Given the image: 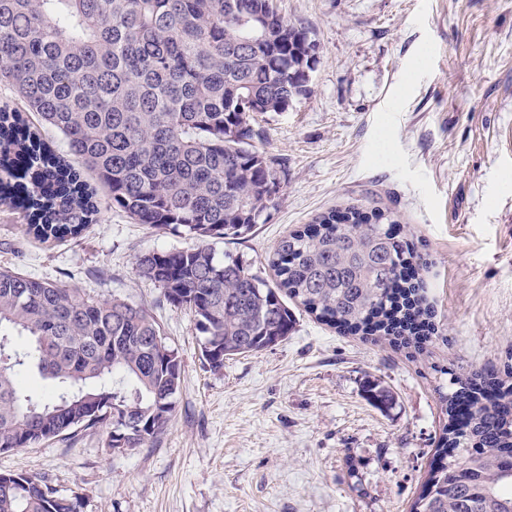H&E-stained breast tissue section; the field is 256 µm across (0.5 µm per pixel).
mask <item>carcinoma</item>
<instances>
[{"label":"carcinoma","mask_w":512,"mask_h":512,"mask_svg":"<svg viewBox=\"0 0 512 512\" xmlns=\"http://www.w3.org/2000/svg\"><path fill=\"white\" fill-rule=\"evenodd\" d=\"M309 31L273 0H0V85L22 104L0 107V196L22 203L40 241L93 221L95 175L112 204L157 232L239 238L278 205L281 165L253 140L254 116L285 112L310 93ZM59 131L74 161L48 147L28 118ZM380 212L330 210L282 240L276 285L200 244L149 252L138 273L195 316L213 369L293 329L294 300L328 325L398 348L431 328L412 242ZM0 451L105 427L137 448L171 422L181 386L178 351L148 311L0 269ZM49 383L24 389L19 374ZM491 382L455 426L462 391ZM448 427L410 512H512V365L453 374ZM30 474H0V512H79Z\"/></svg>","instance_id":"cac0c4a2"}]
</instances>
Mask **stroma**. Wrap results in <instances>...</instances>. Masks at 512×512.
I'll list each match as a JSON object with an SVG mask.
<instances>
[{"label": "stroma", "mask_w": 512, "mask_h": 512, "mask_svg": "<svg viewBox=\"0 0 512 512\" xmlns=\"http://www.w3.org/2000/svg\"><path fill=\"white\" fill-rule=\"evenodd\" d=\"M318 47L311 92L257 118L288 170L278 206L218 253L274 280L278 243L321 213L382 211L424 259L437 335L422 350L340 334L294 306L287 339L212 369L190 310L141 254L193 247L113 206L74 238L27 235L0 203V268L146 308L179 352L166 431L121 454L103 428L0 451L80 512H410L448 417V369L512 364V0H276ZM393 396L380 407L365 389Z\"/></svg>", "instance_id": "obj_1"}]
</instances>
